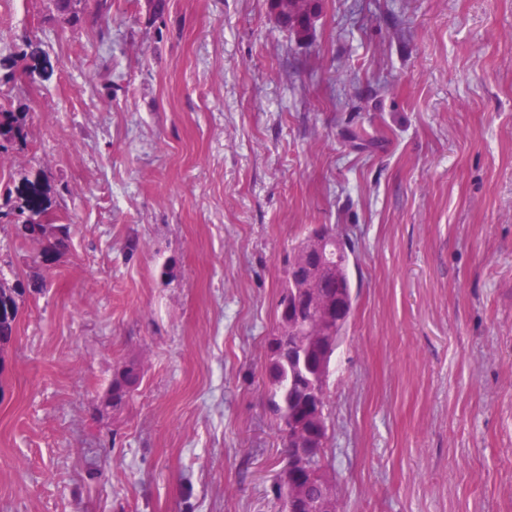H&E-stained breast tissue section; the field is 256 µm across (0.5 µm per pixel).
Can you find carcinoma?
Returning a JSON list of instances; mask_svg holds the SVG:
<instances>
[{"instance_id": "obj_1", "label": "carcinoma", "mask_w": 512, "mask_h": 512, "mask_svg": "<svg viewBox=\"0 0 512 512\" xmlns=\"http://www.w3.org/2000/svg\"><path fill=\"white\" fill-rule=\"evenodd\" d=\"M58 18L76 23L86 0H52ZM279 23L296 37L312 30L321 0H271ZM31 136L28 109L0 104V154L21 149ZM58 215L41 192L0 206V224H12L18 236L38 247L43 261L55 260L70 245V227L57 223ZM350 240L336 226L320 224L292 244L275 305L276 326L265 342L264 384L267 408L282 443L288 482L278 480L271 493L287 512H336V494L328 483L330 467L328 389L331 364L344 334L343 313L353 310L355 296L349 272ZM29 288L22 282L0 280V359L14 336L17 318ZM142 379L139 367L125 363L112 375V410L126 407ZM321 451V463L309 473L294 466L299 452Z\"/></svg>"}]
</instances>
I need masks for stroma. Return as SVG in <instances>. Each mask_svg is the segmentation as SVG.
<instances>
[{
  "mask_svg": "<svg viewBox=\"0 0 512 512\" xmlns=\"http://www.w3.org/2000/svg\"><path fill=\"white\" fill-rule=\"evenodd\" d=\"M0 0V101L71 226L0 364V512H278L262 383L292 243L334 224L357 297L329 380L344 512H512V0ZM108 73L111 88L99 75ZM143 372L120 412L118 365ZM272 10L279 23L296 37L304 38L312 30L320 7V0H271Z\"/></svg>",
  "mask_w": 512,
  "mask_h": 512,
  "instance_id": "1",
  "label": "stroma"
}]
</instances>
